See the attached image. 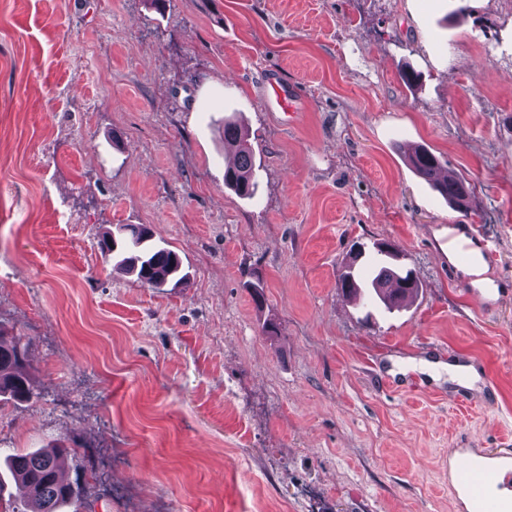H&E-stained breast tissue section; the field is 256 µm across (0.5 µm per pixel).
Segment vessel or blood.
I'll return each instance as SVG.
<instances>
[{
	"label": "vessel or blood",
	"mask_w": 512,
	"mask_h": 512,
	"mask_svg": "<svg viewBox=\"0 0 512 512\" xmlns=\"http://www.w3.org/2000/svg\"><path fill=\"white\" fill-rule=\"evenodd\" d=\"M446 251L462 264L471 263L468 241L456 231H447L442 239ZM493 384L484 380L483 393L459 385L448 391L449 403L490 408ZM448 486L459 512H512V444L499 448H452L448 451Z\"/></svg>",
	"instance_id": "vessel-or-blood-1"
}]
</instances>
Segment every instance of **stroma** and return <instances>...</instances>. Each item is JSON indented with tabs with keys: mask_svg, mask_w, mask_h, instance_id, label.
I'll use <instances>...</instances> for the list:
<instances>
[{
	"mask_svg": "<svg viewBox=\"0 0 512 512\" xmlns=\"http://www.w3.org/2000/svg\"><path fill=\"white\" fill-rule=\"evenodd\" d=\"M228 117L251 199L224 185ZM115 224L149 226L185 281L113 269ZM446 224L495 238L482 278H512V0H0V322L36 389L0 396V512H27L7 454L56 444L84 488L59 512H452L450 445L512 438V298L474 303ZM384 240L420 280L405 310L336 288ZM432 346L493 379L492 411L439 400L442 367L418 398L389 388ZM232 148L231 156L224 162V185L243 198L256 194L257 167L251 147L245 139L240 124L224 120V147ZM407 162L411 169L424 181L432 185L452 205L463 192L471 193L468 183L454 175H448L444 180L436 178L443 163L428 147L421 146L413 153L407 154Z\"/></svg>",
	"mask_w": 512,
	"mask_h": 512,
	"instance_id": "35a3bbf8",
	"label": "stroma"
}]
</instances>
